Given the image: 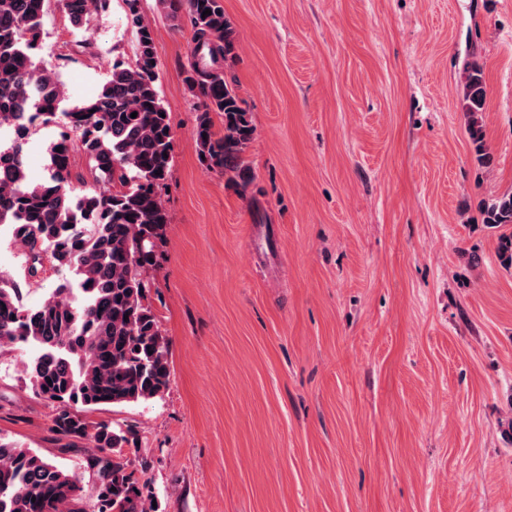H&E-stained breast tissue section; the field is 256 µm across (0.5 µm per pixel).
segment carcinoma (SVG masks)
<instances>
[{
    "label": "carcinoma",
    "instance_id": "cac0c4a2",
    "mask_svg": "<svg viewBox=\"0 0 512 512\" xmlns=\"http://www.w3.org/2000/svg\"><path fill=\"white\" fill-rule=\"evenodd\" d=\"M48 0H0V127L17 126L0 149V227L23 245L26 274L44 264L69 277L36 306L23 301L20 283L0 271V354L22 345L36 353L26 365L33 395L54 405L51 431L64 447L88 441L98 512H155L124 449L137 444L129 428L88 421L108 406L146 403L162 395L170 378L169 349L146 303L167 211L160 189L170 172L173 142L158 80V50L140 23L139 0H124L137 28L135 60L112 66L101 91L64 113L67 131L47 149V177L28 179L24 146L29 123H50L65 99L58 77L37 60ZM109 0H60L72 26L83 27ZM184 7L194 36V62L186 85L199 106L196 143L206 165L251 183L243 155L254 127L244 101L222 69L232 58L233 31L221 0H157ZM211 14L205 16V10ZM463 109L482 163V112L487 86L476 59L463 70ZM136 117H131L132 113ZM224 129L214 131L213 116ZM88 159L93 189L72 185V157ZM488 223L512 224V193L498 198ZM78 480L38 451L0 436V512H83Z\"/></svg>",
    "mask_w": 512,
    "mask_h": 512
}]
</instances>
